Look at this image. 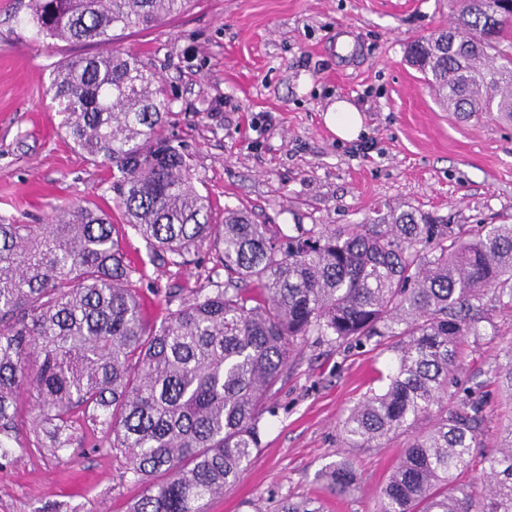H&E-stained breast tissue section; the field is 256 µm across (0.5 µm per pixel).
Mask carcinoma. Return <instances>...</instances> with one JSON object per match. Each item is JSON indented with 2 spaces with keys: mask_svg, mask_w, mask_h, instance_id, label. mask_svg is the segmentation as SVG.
<instances>
[{
  "mask_svg": "<svg viewBox=\"0 0 512 512\" xmlns=\"http://www.w3.org/2000/svg\"><path fill=\"white\" fill-rule=\"evenodd\" d=\"M512 0H454L452 26L409 55L450 112L512 122ZM191 0H29L50 39L101 50L65 62L52 100L75 147L109 165L125 224L162 254L207 245L224 285L169 293L167 317L143 315L119 232L103 210L71 203L45 224L0 219V458L16 433L21 391L34 395V437L59 451L73 417L107 426L108 447L147 484L128 512H203L260 446L262 404L310 339L392 340L387 386L342 422L350 448L414 431L379 491V512H512V423L477 456L486 402L468 393L440 410L468 338L512 311V224L453 228L394 210L361 224H260L224 207L208 219L188 156L160 137L170 100L151 66L113 50L118 33L149 29ZM493 381L512 405V342ZM165 478L159 482L153 477ZM351 495L349 456L322 468ZM279 512H320L286 499Z\"/></svg>",
  "mask_w": 512,
  "mask_h": 512,
  "instance_id": "obj_1",
  "label": "carcinoma"
}]
</instances>
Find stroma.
I'll return each instance as SVG.
<instances>
[{
  "mask_svg": "<svg viewBox=\"0 0 512 512\" xmlns=\"http://www.w3.org/2000/svg\"><path fill=\"white\" fill-rule=\"evenodd\" d=\"M28 3L0 0V217L43 224L52 207L78 202L122 223L108 167L65 137L49 94L61 62L99 47L37 35ZM452 18L448 0H193L187 12L125 32L115 46L142 56L161 78L173 110L162 134L188 153L213 223L231 206L287 228L360 224L398 208L452 225L512 224V122L443 109L407 56ZM339 99L363 117L357 140H338L325 121ZM121 244L148 321L166 317L170 289L224 279L209 247L178 266L134 231ZM494 323L466 347L455 373L459 388L477 389L487 403L484 454L512 422L490 378L512 342V312H496ZM392 366L382 345L304 346L267 403L253 463L204 501L205 512H252L255 502L274 512L286 496L315 498L323 512H375L410 434L350 449L341 423L386 385ZM105 440L83 418L56 452L20 433L0 464V512H126L145 485L126 475ZM342 451L362 484L345 499L318 476Z\"/></svg>",
  "mask_w": 512,
  "mask_h": 512,
  "instance_id": "obj_1",
  "label": "stroma"
}]
</instances>
